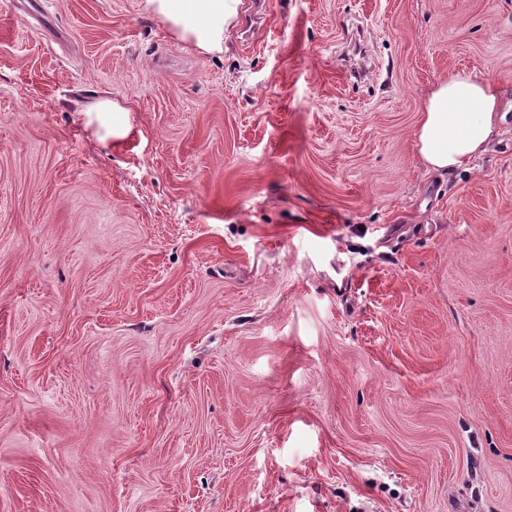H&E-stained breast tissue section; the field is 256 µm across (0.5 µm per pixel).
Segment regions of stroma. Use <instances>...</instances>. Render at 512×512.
Listing matches in <instances>:
<instances>
[{
	"label": "stroma",
	"instance_id": "obj_1",
	"mask_svg": "<svg viewBox=\"0 0 512 512\" xmlns=\"http://www.w3.org/2000/svg\"><path fill=\"white\" fill-rule=\"evenodd\" d=\"M238 11L0 0V512H512V0ZM239 0H145V7L173 35L198 54L224 50V31ZM504 103L495 81L455 72L425 99L415 146L428 171L448 172L481 157L504 135Z\"/></svg>",
	"mask_w": 512,
	"mask_h": 512
}]
</instances>
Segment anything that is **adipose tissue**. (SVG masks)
Returning <instances> with one entry per match:
<instances>
[{"instance_id": "ef3b65f1", "label": "adipose tissue", "mask_w": 512, "mask_h": 512, "mask_svg": "<svg viewBox=\"0 0 512 512\" xmlns=\"http://www.w3.org/2000/svg\"><path fill=\"white\" fill-rule=\"evenodd\" d=\"M239 0H145L149 12L200 54L224 50V32ZM504 103L495 81L460 71L436 84L425 99L415 132L422 164L448 172L481 157L504 134Z\"/></svg>"}]
</instances>
